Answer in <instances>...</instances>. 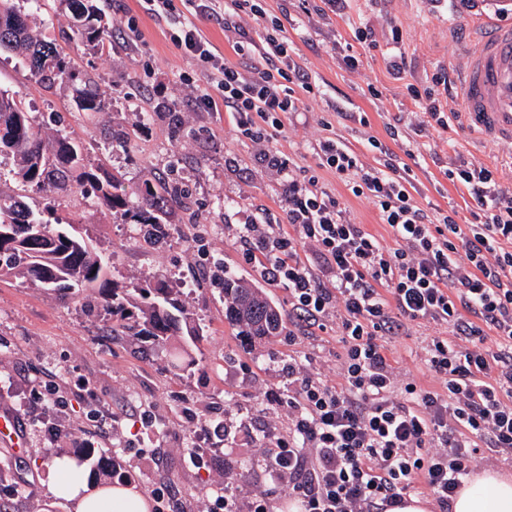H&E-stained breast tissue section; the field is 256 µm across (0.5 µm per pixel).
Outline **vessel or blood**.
Wrapping results in <instances>:
<instances>
[{"instance_id": "vessel-or-blood-1", "label": "vessel or blood", "mask_w": 512, "mask_h": 512, "mask_svg": "<svg viewBox=\"0 0 512 512\" xmlns=\"http://www.w3.org/2000/svg\"><path fill=\"white\" fill-rule=\"evenodd\" d=\"M466 115L471 126L489 139L512 140V26L481 37L462 79ZM0 441L12 453L24 451L19 426L0 411Z\"/></svg>"}]
</instances>
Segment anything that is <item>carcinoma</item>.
Here are the masks:
<instances>
[{
	"mask_svg": "<svg viewBox=\"0 0 512 512\" xmlns=\"http://www.w3.org/2000/svg\"><path fill=\"white\" fill-rule=\"evenodd\" d=\"M42 0H0V53L20 57L39 83L72 87L81 111L101 112L108 95L80 76L70 57L47 39L48 21L37 20ZM77 39L104 40L102 15L90 0H66ZM0 158L22 192L0 190V275H14L61 295L95 296L96 306L112 318V327L137 340L161 347L174 336L195 343L204 326L181 300V290L160 275L131 287L110 277L107 257L81 227L56 216L58 207L91 188L93 206L126 224L134 220L138 235L156 243L167 235L170 209L182 201L181 188L163 178L145 180L127 194L117 179L92 165L83 145L65 130L49 133L16 92L0 90ZM224 320L245 341L279 336L283 319L262 289L246 279L224 275Z\"/></svg>",
	"mask_w": 512,
	"mask_h": 512,
	"instance_id": "cac0c4a2",
	"label": "carcinoma"
}]
</instances>
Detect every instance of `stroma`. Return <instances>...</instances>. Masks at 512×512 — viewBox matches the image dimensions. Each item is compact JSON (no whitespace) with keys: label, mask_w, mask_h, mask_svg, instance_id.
Masks as SVG:
<instances>
[{"label":"stroma","mask_w":512,"mask_h":512,"mask_svg":"<svg viewBox=\"0 0 512 512\" xmlns=\"http://www.w3.org/2000/svg\"><path fill=\"white\" fill-rule=\"evenodd\" d=\"M47 30L74 67L95 80L111 102L102 112L78 111L71 89L47 88L28 67L0 55V88L20 92L39 120L70 132L92 163L121 177L125 190L143 180L170 176L190 195L168 217L164 245L128 237L125 225L92 207L69 203L60 217L79 223L98 250L111 258L116 279L154 273L177 281L192 312L205 325L189 349V365L173 370L165 350H144L140 341L113 332L104 312H87L40 285L0 276V409L11 411L27 446L15 456L0 445V512H74L72 502L48 487L54 456L91 447L84 465L98 480L97 458L117 462L130 485L151 497L165 491L166 512H209L215 498L232 489L239 502L265 483L263 448L269 434L288 430L287 412L269 402L288 390L284 367L296 359L324 381L337 383L340 313L330 311L324 329L294 337L287 289L264 282L257 265L242 258L240 225L262 216L289 231L286 181L261 161L263 145L242 139L223 106L203 112L200 93H216L209 75L170 41L167 22L148 15L140 0H100L104 45L81 42L69 29L64 0H46ZM265 17L241 16L254 45L279 23L290 54L316 87L299 111L283 117L272 149L288 156L300 175L317 170L315 146L323 123L370 166L380 159L371 140L386 143L404 164L422 208L457 211L471 218L476 204L452 185L446 169L475 163L490 169L497 189L512 196V141L474 132L463 113L461 78L484 27L512 25V8L501 0H262ZM366 39H357L358 31ZM359 66L350 70L347 57ZM433 94L456 118L447 126L429 121L416 94ZM151 113L148 123L138 121ZM181 119L172 135L173 119ZM132 134L126 146L109 132ZM323 188L345 196L354 223L390 239L373 205L348 195L334 174H321ZM260 282L286 321L284 335L254 347L241 344L224 320L218 290L224 272ZM440 326L411 323L408 333L382 345L400 381L443 391L418 351ZM58 388L59 405H45L35 387ZM224 421L225 438L210 424ZM206 454L205 468L189 461Z\"/></svg>","instance_id":"1"}]
</instances>
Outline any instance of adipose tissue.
<instances>
[{"label":"adipose tissue","instance_id":"ef3b65f1","mask_svg":"<svg viewBox=\"0 0 512 512\" xmlns=\"http://www.w3.org/2000/svg\"><path fill=\"white\" fill-rule=\"evenodd\" d=\"M73 460H57L49 480L53 495L73 500L75 512H147L143 495L129 486L99 487L86 477H72ZM453 512H512V477L485 471L459 490Z\"/></svg>","mask_w":512,"mask_h":512}]
</instances>
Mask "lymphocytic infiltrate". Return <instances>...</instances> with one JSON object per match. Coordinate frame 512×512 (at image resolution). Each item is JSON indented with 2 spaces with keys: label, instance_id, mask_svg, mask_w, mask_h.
<instances>
[{
  "label": "lymphocytic infiltrate",
  "instance_id": "f902f5d3",
  "mask_svg": "<svg viewBox=\"0 0 512 512\" xmlns=\"http://www.w3.org/2000/svg\"><path fill=\"white\" fill-rule=\"evenodd\" d=\"M144 2L152 17L174 19L171 41L209 72L242 137L269 141L283 115L298 111V92H313L280 25L266 33L262 52L237 41L239 60L229 63L194 21L211 14L214 0ZM378 151L382 165L369 167L326 137L318 165L372 203L394 246L352 223L342 197L327 193L317 175H291L289 159L276 152L262 160L288 175L291 230L274 233L259 220L240 229L245 261L287 288L299 320L318 326L331 308L342 312L338 383L293 360L288 394L275 399L291 424L271 440L265 469L287 485L299 512H390L425 490L439 512H450L487 449L512 455V197L492 189L486 167H454L448 178L477 203L476 222L460 223L453 211L429 215L395 154L383 145ZM303 245L319 256L328 281L301 259ZM420 320L449 330L422 353L446 393L399 383L381 344Z\"/></svg>",
  "mask_w": 512,
  "mask_h": 512
}]
</instances>
